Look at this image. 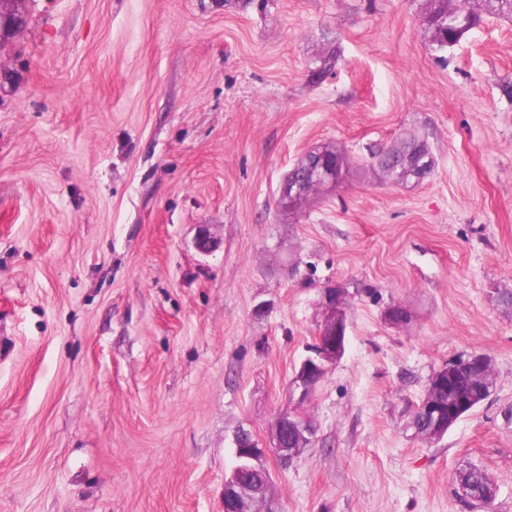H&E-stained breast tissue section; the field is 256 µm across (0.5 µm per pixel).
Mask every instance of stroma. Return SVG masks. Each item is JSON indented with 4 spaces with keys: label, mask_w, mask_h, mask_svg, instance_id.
<instances>
[{
    "label": "stroma",
    "mask_w": 512,
    "mask_h": 512,
    "mask_svg": "<svg viewBox=\"0 0 512 512\" xmlns=\"http://www.w3.org/2000/svg\"><path fill=\"white\" fill-rule=\"evenodd\" d=\"M23 11L0 41V512H224L241 429L279 512H469V465L512 512V20L442 62L422 0ZM408 132L436 164L393 184L366 147ZM326 146L342 182L281 207ZM333 286L346 349L285 466L275 418ZM473 352L490 398L416 437L429 377Z\"/></svg>",
    "instance_id": "1"
}]
</instances>
